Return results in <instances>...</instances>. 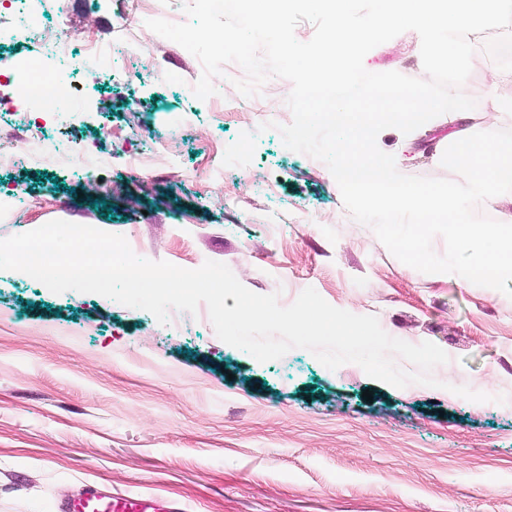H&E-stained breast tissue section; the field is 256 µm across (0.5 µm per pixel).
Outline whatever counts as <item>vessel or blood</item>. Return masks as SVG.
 I'll return each mask as SVG.
<instances>
[{
    "label": "vessel or blood",
    "instance_id": "obj_1",
    "mask_svg": "<svg viewBox=\"0 0 512 512\" xmlns=\"http://www.w3.org/2000/svg\"><path fill=\"white\" fill-rule=\"evenodd\" d=\"M52 512H186L179 500L154 493L117 494L107 487L85 484L76 496L55 501Z\"/></svg>",
    "mask_w": 512,
    "mask_h": 512
}]
</instances>
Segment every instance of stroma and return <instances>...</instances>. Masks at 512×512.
<instances>
[{
    "label": "stroma",
    "instance_id": "obj_1",
    "mask_svg": "<svg viewBox=\"0 0 512 512\" xmlns=\"http://www.w3.org/2000/svg\"><path fill=\"white\" fill-rule=\"evenodd\" d=\"M120 0H64V42L105 36ZM188 0H141L111 74L86 64L68 108L44 117L59 153L18 163L0 144V239L52 220L120 234L142 258L226 264L258 294L292 304L308 287L330 305L373 315L390 336L449 356L438 387L398 389L354 363L337 370L295 348L261 363L222 342L208 313L153 314L94 293L55 294L0 271V512H47L84 483L160 493L194 512H512V299L400 262L345 208L328 167L286 149L290 81L222 103L188 92L201 64L145 25L187 19ZM474 99L467 121L442 114L379 148L407 176L454 179L450 139L512 129L493 95L506 73L469 37ZM421 40L401 33L364 58L371 72L424 75ZM258 132L252 162L223 165L226 147ZM92 153L102 166L76 165ZM35 191L40 210L15 199ZM488 394L468 401L453 389ZM371 390L372 400L362 397Z\"/></svg>",
    "mask_w": 512,
    "mask_h": 512
}]
</instances>
